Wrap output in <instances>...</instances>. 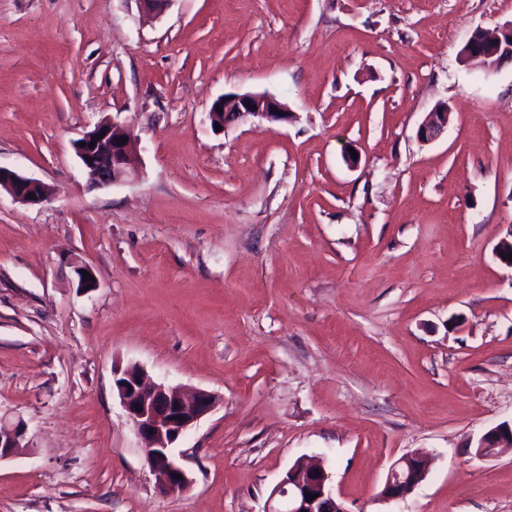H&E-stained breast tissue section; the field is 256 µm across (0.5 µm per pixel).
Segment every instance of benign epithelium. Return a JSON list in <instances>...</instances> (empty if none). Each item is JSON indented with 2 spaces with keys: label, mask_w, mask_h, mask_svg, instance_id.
I'll return each mask as SVG.
<instances>
[{
  "label": "benign epithelium",
  "mask_w": 512,
  "mask_h": 512,
  "mask_svg": "<svg viewBox=\"0 0 512 512\" xmlns=\"http://www.w3.org/2000/svg\"><path fill=\"white\" fill-rule=\"evenodd\" d=\"M468 60L483 59L488 70L512 61V21L482 38L470 36L463 49ZM259 118L271 124L291 117L288 107L276 97L262 94H237L217 100L211 107V123L224 127L245 119ZM448 127V105L438 104L419 125L417 138L430 143ZM85 146H80V143ZM95 146H90V143ZM133 131L116 122L101 121L75 141V152L92 184L102 187L137 174L139 158L134 150ZM25 205H39L50 200L48 187L40 180L0 167V188ZM35 194L31 199L28 194ZM115 386L128 419L143 442L145 461L154 476L155 487L162 495L185 491L190 484L186 472L173 457L174 443L194 423L215 407L216 398L200 390L187 399L182 392L163 383H152L142 371L131 366L116 378ZM26 426L0 416V461L13 456L22 447ZM512 448V428L501 424L487 429L480 437L476 453L497 457ZM320 475H315V472ZM427 461L418 452L400 458L391 467L382 491L385 500L405 498L426 478ZM310 493L315 499L309 500ZM264 512H348L332 486L325 470L313 463L295 462L272 488Z\"/></svg>",
  "instance_id": "obj_1"
}]
</instances>
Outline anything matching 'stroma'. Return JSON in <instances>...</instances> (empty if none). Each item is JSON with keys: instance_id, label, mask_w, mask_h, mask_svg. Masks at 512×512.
<instances>
[{"instance_id": "stroma-1", "label": "stroma", "mask_w": 512, "mask_h": 512, "mask_svg": "<svg viewBox=\"0 0 512 512\" xmlns=\"http://www.w3.org/2000/svg\"><path fill=\"white\" fill-rule=\"evenodd\" d=\"M510 20L512 0H0V167L53 190L0 193V415L28 441L0 512H264L302 457L348 512H512V450L476 453L512 424V63L462 58ZM231 93L293 117L214 130ZM102 120L140 168L93 187L74 143ZM129 366L217 398L176 443L182 493L155 488ZM412 452L425 480L381 499ZM448 106L445 103L438 104L432 112H429L425 120L419 125L417 138L422 143H430L440 136L448 127ZM507 426L510 429L507 431ZM512 425L501 424L487 429L480 437L476 453L481 457H497L512 448Z\"/></svg>"}]
</instances>
